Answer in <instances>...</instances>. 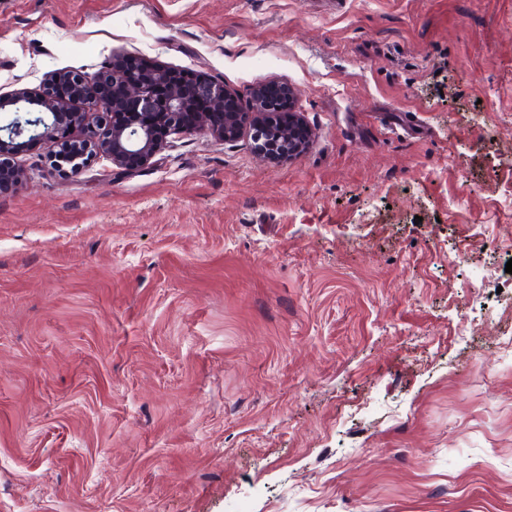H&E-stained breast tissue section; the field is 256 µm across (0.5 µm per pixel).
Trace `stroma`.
<instances>
[{"label": "stroma", "instance_id": "35a3bbf8", "mask_svg": "<svg viewBox=\"0 0 512 512\" xmlns=\"http://www.w3.org/2000/svg\"><path fill=\"white\" fill-rule=\"evenodd\" d=\"M115 58L310 145L16 154L0 512H512V0H0V95Z\"/></svg>", "mask_w": 512, "mask_h": 512}]
</instances>
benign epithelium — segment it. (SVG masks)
Wrapping results in <instances>:
<instances>
[{
  "label": "benign epithelium",
  "instance_id": "1",
  "mask_svg": "<svg viewBox=\"0 0 512 512\" xmlns=\"http://www.w3.org/2000/svg\"><path fill=\"white\" fill-rule=\"evenodd\" d=\"M122 82L126 94L141 105V112H119L122 100L101 92L106 81ZM64 81L75 91V98L97 107L94 117L84 112H60L53 100V87ZM273 96L288 98L296 106V90L287 84L270 82L254 92V112L236 111L237 96L224 82L187 71L162 68L140 79L128 78L122 71L101 72L91 79L79 70H67L46 82L35 96L15 93L0 96V110L13 108L12 120L0 125V168L13 163L25 147L46 144L64 159L73 149L72 132L84 133L82 148L70 157L75 161L88 152L90 159L139 169L174 138L200 129L226 143L250 133L257 152L270 161L293 158L309 146L310 131L298 112H266ZM197 99H206L215 112H190Z\"/></svg>",
  "mask_w": 512,
  "mask_h": 512
}]
</instances>
